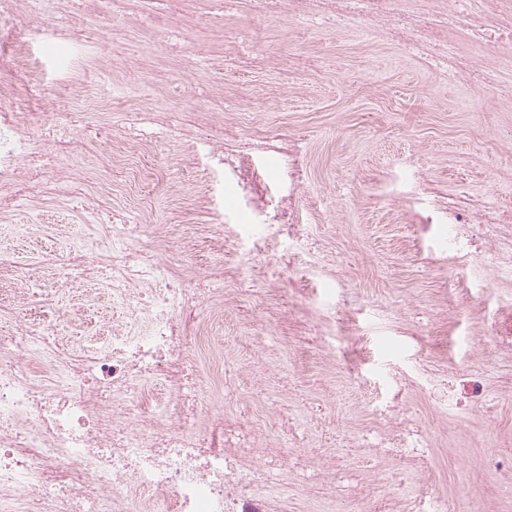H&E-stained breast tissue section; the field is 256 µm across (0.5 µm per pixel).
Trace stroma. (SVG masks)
I'll return each mask as SVG.
<instances>
[{
	"mask_svg": "<svg viewBox=\"0 0 512 512\" xmlns=\"http://www.w3.org/2000/svg\"><path fill=\"white\" fill-rule=\"evenodd\" d=\"M41 25L24 30V56L41 73L46 95L62 74L88 80L111 103L108 140L131 147L132 159L150 178L144 184L153 233L168 240L193 239L196 252L173 259L185 278L225 259V244L248 247L253 231L232 191L213 200L224 212L216 224L191 198L202 186L217 187L221 175L210 164L212 122L225 117L217 90L228 92L236 133L254 139L277 127L300 139L306 185L297 198L306 241L295 252L318 270L312 305L328 336L323 347L301 343L288 320L303 299L277 291L273 278H253L244 318L229 309L200 316L203 339H218L234 356L244 394L260 391L251 405L263 411L292 405L298 418L327 452L338 435L381 426L375 414L388 379L411 382L409 415L425 422L433 448L435 489L446 512H512V480L482 466L484 458L512 448V395L488 391L486 404L467 411L442 410L433 393L461 392L462 369L489 379L511 370L512 355L495 349L493 326L512 310V279L472 262L467 304H458L448 262L429 267L433 244L416 234L406 208L387 195L412 175L445 189L464 188L512 208V45L488 52L464 39L461 51L496 72L495 90L446 81L429 63L379 36L367 35V20L344 26L311 25L288 15L257 17L246 0H183L169 15L156 4L144 14L141 0H51ZM95 113L46 106L32 132L46 152L54 138L70 140L57 164L73 176L95 181L97 162L82 149L83 133ZM37 223V236H20ZM86 238L92 259L106 248L83 201L65 211L22 207L17 224L0 228V250L17 265L0 277L12 289L6 312L48 316L64 282L46 294H24L44 251L64 250ZM356 296L362 309L337 319L340 295ZM338 363L334 381L323 368ZM390 459L360 472L369 493L363 501H340L336 512H365L371 497L391 491Z\"/></svg>",
	"mask_w": 512,
	"mask_h": 512,
	"instance_id": "1",
	"label": "stroma"
}]
</instances>
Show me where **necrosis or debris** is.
<instances>
[{"mask_svg": "<svg viewBox=\"0 0 512 512\" xmlns=\"http://www.w3.org/2000/svg\"><path fill=\"white\" fill-rule=\"evenodd\" d=\"M43 0H0V53L15 47L18 30L42 20ZM255 16L288 13L311 23L352 17L373 21L394 44L446 63L449 74L473 87L497 80L462 56L457 35L469 33L472 0L445 11L406 7L400 0H249ZM27 111L0 107V223H9L18 197L62 204L85 200L107 225L111 246L90 261L75 246L46 257L42 273L76 283L86 294L106 291L129 320L104 340L80 347L61 343L59 323L20 318L0 321V512H286L295 491L309 494L314 512H333L337 501L364 493L349 460L312 464L311 438L292 428L285 447L261 440L234 384L235 362L224 358V404L205 399L192 373L199 343L193 336L205 289L176 275L172 250L159 237H132L112 221V183L87 185L38 150L29 129L44 108L41 80L26 69ZM274 152L283 163L279 189L271 191L253 162ZM211 163L227 171L239 208L266 234L253 238L251 254L276 256L282 237L300 238L294 201L305 184L302 147L278 129L258 140L237 139L221 123ZM423 233H437L451 265L480 259L512 270V215L463 192L435 196L410 208ZM48 364L53 384L36 378L31 360ZM407 382L394 377L381 406L392 418L386 431L361 430L349 439L355 456L397 454L390 475L409 489L408 499L377 497L373 512H443L431 486L413 487L424 473L431 442L425 425L406 417Z\"/></svg>", "mask_w": 512, "mask_h": 512, "instance_id": "1", "label": "necrosis or debris"}]
</instances>
